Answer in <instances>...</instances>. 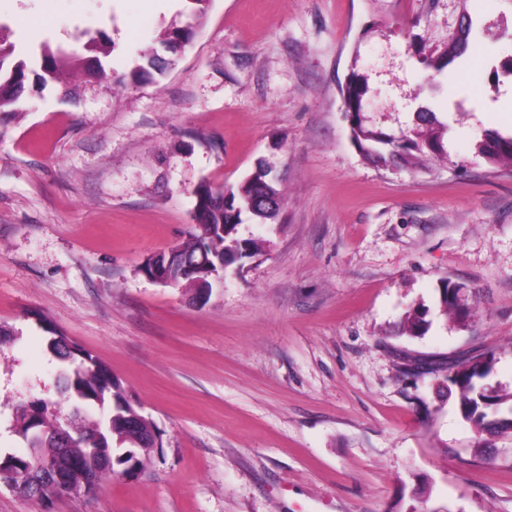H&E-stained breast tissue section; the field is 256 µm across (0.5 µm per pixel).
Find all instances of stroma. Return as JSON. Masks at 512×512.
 <instances>
[{
	"instance_id": "1",
	"label": "stroma",
	"mask_w": 512,
	"mask_h": 512,
	"mask_svg": "<svg viewBox=\"0 0 512 512\" xmlns=\"http://www.w3.org/2000/svg\"><path fill=\"white\" fill-rule=\"evenodd\" d=\"M0 0L25 56L77 50L59 80L0 109V452H21L17 408L69 413L45 327L109 367L161 432L141 473L40 504L0 483V512H512V435L483 440L438 374L494 351L512 393V168L477 152L512 133V0ZM473 20L486 60L437 72L414 54ZM192 26L177 52L161 44ZM99 37L90 75L80 33ZM157 53L137 86L120 77ZM368 86V120L448 125L447 160H366L341 89ZM283 206L238 227L258 252L205 305L147 279L186 240L193 189L232 187L258 162ZM475 294L464 325L439 313L444 280ZM427 309L425 335L402 332Z\"/></svg>"
}]
</instances>
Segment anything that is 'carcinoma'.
Instances as JSON below:
<instances>
[{
  "label": "carcinoma",
  "instance_id": "carcinoma-1",
  "mask_svg": "<svg viewBox=\"0 0 512 512\" xmlns=\"http://www.w3.org/2000/svg\"><path fill=\"white\" fill-rule=\"evenodd\" d=\"M472 27L453 33L434 49H416L422 64L441 71L467 50ZM192 36L187 27L172 28L165 34L164 43L176 48L189 42ZM69 58L58 46L45 47L41 53L40 84L55 80L60 66ZM27 79V63L16 59L14 44L0 37V108L14 104ZM368 86L358 71L350 72L342 88V102L349 122L350 137L359 153L368 161L381 165L410 166L420 160L446 159L444 146L447 126L435 113L417 114L415 128L410 134L396 135L367 124L364 115ZM479 152L491 165L507 162L512 165V135L497 131L485 134L478 145ZM193 231L188 241L178 246L179 254L188 262H199L194 271L183 269V263L168 260V254L153 256L143 265L144 275L152 280L182 286L192 299L204 304L216 285L215 277L222 276V264L234 263L233 253L246 249L256 252L257 245L238 237L236 228L248 217L257 222L269 221L277 212L260 205V198H282L277 180L271 177L267 165L259 164L255 171L237 186L224 189L203 182L192 191ZM218 197L224 205H215ZM456 283L443 282L439 304L443 315H451L465 324L474 308L469 296L457 298ZM426 310L416 308L404 319L410 336H422L428 330ZM48 348L63 363L58 376L59 393L74 402L65 419L49 411L48 405L31 401L19 406L15 432L26 442L29 452L0 457V481L8 485L35 486L38 501L52 496L69 494V486L90 481L98 486L109 474H129L143 468L150 452L159 445V434L147 418H135L138 410L129 402L121 383L111 371L90 352L78 347L67 336L54 332L47 338ZM455 361L440 368L445 381L456 388L463 417L479 432L489 434L512 431V416H499L500 406L512 402V393L502 395L486 382L495 365L493 352Z\"/></svg>",
  "mask_w": 512,
  "mask_h": 512
}]
</instances>
